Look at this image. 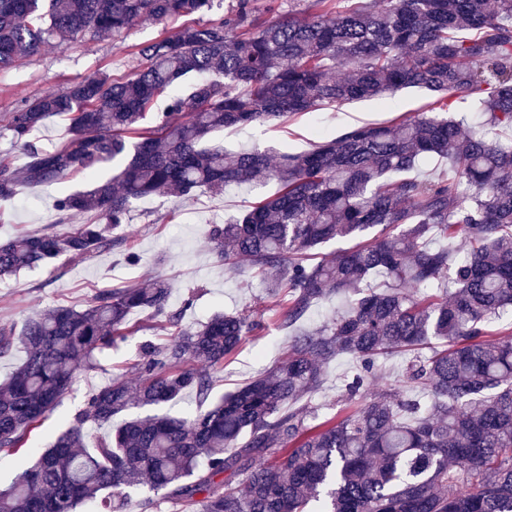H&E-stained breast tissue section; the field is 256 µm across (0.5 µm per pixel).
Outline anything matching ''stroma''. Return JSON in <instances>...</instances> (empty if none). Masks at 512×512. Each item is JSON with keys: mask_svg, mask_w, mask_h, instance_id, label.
I'll return each mask as SVG.
<instances>
[{"mask_svg": "<svg viewBox=\"0 0 512 512\" xmlns=\"http://www.w3.org/2000/svg\"><path fill=\"white\" fill-rule=\"evenodd\" d=\"M187 22L184 16L161 23L138 20L120 36H84L63 46L51 44L15 66L1 69L0 160H23L9 121L25 102L48 93L65 92L74 82L100 69L113 78H125L141 64L140 46L158 39L162 33L175 32ZM431 100L426 91L405 88L385 100L348 101L278 124L256 123L219 131L211 139L229 150L256 148L274 157L284 152L298 153L364 124L387 123L406 112L426 111ZM117 170V165L108 164L92 178L78 174L58 183L22 186L16 200L5 206L0 237L57 229L55 201L62 193L92 189L96 181L109 179ZM276 190V182L270 181L220 195L199 194L188 200L154 195L135 201L119 248L62 259L48 267L0 278V326L22 324L27 317L58 305L84 308L97 288L161 277L174 285L170 308L183 310V326H198L214 313L224 311L245 312L262 321V331L249 337L219 372L212 395L221 397L284 359L292 331L269 309L262 281L246 262H239L238 272L228 270L214 250L208 231ZM132 321L137 325L136 332L111 350L96 354L94 369L85 372L61 398L44 427L33 436V446L46 448L84 406L88 395L108 383L114 374L122 372L127 379L136 378L139 346L146 341L163 342L167 333L162 330L160 319L147 314H135ZM351 365L350 358L344 356L326 366L324 385L313 397L318 419L332 417L343 408V377Z\"/></svg>", "mask_w": 512, "mask_h": 512, "instance_id": "1", "label": "stroma"}]
</instances>
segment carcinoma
Returning a JSON list of instances; mask_svg holds the SVG:
<instances>
[{"label":"carcinoma","instance_id":"obj_1","mask_svg":"<svg viewBox=\"0 0 512 512\" xmlns=\"http://www.w3.org/2000/svg\"><path fill=\"white\" fill-rule=\"evenodd\" d=\"M212 0H0V69L55 41L118 36L136 19L204 14ZM317 12L260 21L237 0L219 22L186 25L141 47L143 65L114 80L94 72L62 94L13 113L25 162L0 161V203L26 183L89 176L118 158L111 180L62 196L56 210L98 222L58 233L0 238V277L123 243L133 201L220 194L269 180L277 192L210 239L224 264L260 275L282 323H303L333 296L346 308L292 337L271 371L213 402L214 376L260 323L216 313L195 328L168 311L173 285L154 278L98 288L83 309L59 305L0 327V357L25 356L0 383V450L26 447L93 353L124 341L132 314L165 317L162 345L140 347L139 378L118 376L89 395L72 423L20 478L0 488V512H127L131 493L155 512H512V0H311ZM157 125L145 111L180 81ZM418 87L436 107L392 125L353 128L275 162L254 150L205 147L211 132L273 123L324 104L386 99ZM474 97L479 128L466 131L448 102ZM55 115L70 136L47 149L31 138ZM448 163L437 179L425 160ZM394 228L370 244L321 256L318 248ZM416 288L418 292H405ZM439 341L428 355L421 350ZM410 353L400 385L369 392L378 360ZM348 356L354 406L317 425L311 402L323 370ZM193 391L209 407L188 417L126 419L90 446L84 426Z\"/></svg>","mask_w":512,"mask_h":512}]
</instances>
